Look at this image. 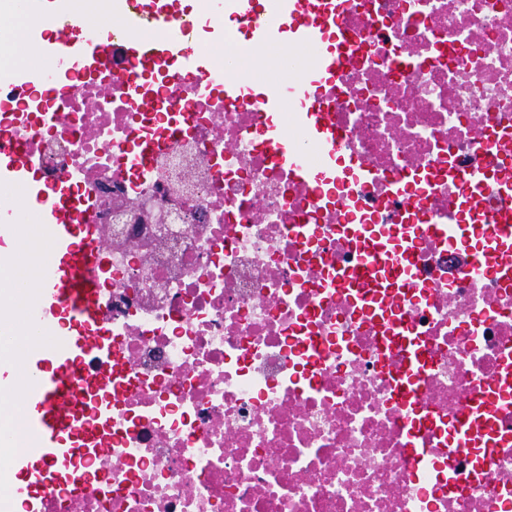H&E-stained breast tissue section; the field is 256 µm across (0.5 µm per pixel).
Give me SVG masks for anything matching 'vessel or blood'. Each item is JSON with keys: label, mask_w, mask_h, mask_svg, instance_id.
Listing matches in <instances>:
<instances>
[{"label": "vessel or blood", "mask_w": 512, "mask_h": 512, "mask_svg": "<svg viewBox=\"0 0 512 512\" xmlns=\"http://www.w3.org/2000/svg\"><path fill=\"white\" fill-rule=\"evenodd\" d=\"M30 21L52 29L51 40L30 45L33 54L50 58L54 55L55 40L67 37L78 21L70 7V0H18ZM288 26L280 28L267 21L256 23L247 45L255 58H262L266 46L277 44L284 52L313 54L310 71L300 76L297 86L301 93L313 94L320 79L333 75L345 51L344 38H337L335 51L318 53L317 48L328 32L333 31L334 21L327 8L313 0H292L288 9ZM163 18H150L141 0H121L113 17L112 40L119 44L128 57L138 60L149 69L166 58L183 57L182 48L190 36L189 28L173 36H161ZM156 30V37H146L147 28ZM185 69L207 72L208 57L205 53L183 57ZM308 126L311 145L321 162L333 163L336 146V129L327 113L311 110L302 117ZM270 142L278 150V160L296 175H304L309 160L302 152L288 143L279 130H272ZM32 162L25 146L0 138V181L27 177ZM31 194L41 207L46 235L63 262L55 275L39 279L31 285L30 292L36 307L46 316H53L57 309H65L70 317L91 314L98 298V283L93 273L95 244L93 227L86 212L77 210L69 196L59 190L38 184ZM86 337H72L67 348L49 353L40 346H31L27 366L32 383L27 394V423L33 438L34 461L26 470V486L17 488L23 497L26 512H33L30 500L32 486L57 482L65 465L78 459L83 448L92 439L80 429L86 407L76 383L85 371L84 348Z\"/></svg>", "instance_id": "1"}]
</instances>
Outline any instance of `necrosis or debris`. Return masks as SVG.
I'll list each match as a JSON object with an SVG mask.
<instances>
[{
	"mask_svg": "<svg viewBox=\"0 0 512 512\" xmlns=\"http://www.w3.org/2000/svg\"><path fill=\"white\" fill-rule=\"evenodd\" d=\"M248 9L207 0L194 20L246 36ZM335 22L350 51L315 99L367 180L296 178L267 139L305 148L296 113L248 87L225 106L177 63L148 73L116 49L91 73L65 41L31 103L0 57V137L93 198V323L112 338L85 354L112 370L87 407L112 414L39 512H512V0H340ZM464 196L506 215L494 255L480 226L449 239ZM408 232L414 283L391 282L393 252L337 282ZM474 402L492 427L465 434Z\"/></svg>",
	"mask_w": 512,
	"mask_h": 512,
	"instance_id": "1",
	"label": "necrosis or debris"
}]
</instances>
